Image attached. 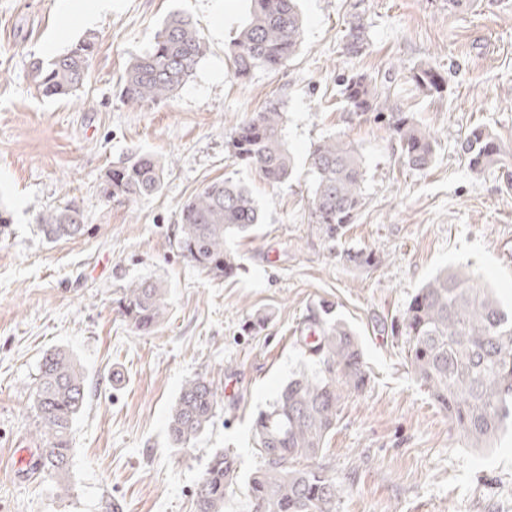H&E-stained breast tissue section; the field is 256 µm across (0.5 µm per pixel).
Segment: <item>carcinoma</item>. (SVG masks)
Listing matches in <instances>:
<instances>
[{"mask_svg":"<svg viewBox=\"0 0 512 512\" xmlns=\"http://www.w3.org/2000/svg\"><path fill=\"white\" fill-rule=\"evenodd\" d=\"M249 16L228 47L233 75L247 78L258 69L276 68L298 52L303 18L297 0H250ZM369 46L367 27L358 15L348 22L344 50L357 57ZM95 41L84 39L48 63L34 66V82L45 97H67L83 85ZM206 47L194 24L178 13L169 16L152 46L135 57L121 77L120 98L144 107L173 97L192 75ZM429 93L444 91L446 79L427 65L412 76ZM349 111L388 119L391 136L408 166L427 167L433 159L432 136L406 112H384L376 84L365 73L342 79ZM231 156L255 169L270 185L288 181L293 160L285 146L282 102L270 99L243 117L227 140ZM470 169L481 173L499 163L500 149L489 131L476 126L462 145ZM313 176L310 211L330 241L341 239L362 205V161L341 139H324L309 154ZM165 166L149 152H138L108 170L102 182L107 199L136 201L157 194ZM261 214L251 191L231 177L207 183L179 212L174 243L194 266L214 280L240 270L231 243L252 235ZM50 242L74 239L86 232L85 215L73 202L37 218ZM356 266L381 262L371 248L342 251ZM132 328L147 336L165 319L167 302L161 286L147 279L130 283L120 299ZM406 336L407 359L416 381L464 438L466 447H495L512 425V308L504 307L493 289L462 270H443L411 298L399 323ZM301 345L315 367L292 377L252 420L255 448L263 467L246 480L251 512H336L341 489L320 468H295L316 458L336 428L344 399L369 384L362 346L343 322L313 314L300 330ZM86 400L85 377L74 358L55 350L43 358L34 387L40 424L37 466L58 478L71 466L72 426ZM224 406V395L197 377L188 380L170 406L168 435L185 448L202 435ZM234 456L223 451L209 459L195 489V512H225L228 490L237 483Z\"/></svg>","mask_w":512,"mask_h":512,"instance_id":"obj_1","label":"carcinoma"}]
</instances>
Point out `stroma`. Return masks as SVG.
Wrapping results in <instances>:
<instances>
[{
  "label": "stroma",
  "instance_id": "35a3bbf8",
  "mask_svg": "<svg viewBox=\"0 0 512 512\" xmlns=\"http://www.w3.org/2000/svg\"><path fill=\"white\" fill-rule=\"evenodd\" d=\"M249 0H112L90 27L57 37L62 0H0V512H193L210 456L233 452L241 481L226 512H250L242 480L263 464L253 416L309 364L295 343L310 312L330 308L359 337L370 384L343 404L315 464L341 488L336 512H512V430L496 448L466 447L447 414L406 363L390 324L444 267H465L512 305V0H299L302 48L248 79L230 72L228 45ZM190 17L207 51L168 101L136 107L119 98L131 57L153 44L170 14ZM360 14L369 47L344 53L342 35ZM57 38L65 52L85 38L96 50L83 87L68 98L38 94L31 64ZM446 78L442 94L412 81L420 66ZM363 72L380 100L434 138L425 170L410 168L386 122L349 111L341 76ZM284 102L293 159L288 182L268 185L226 148L234 124L269 98ZM483 126L500 165L473 173L461 140ZM328 137L350 143L364 169L363 205L329 245L310 215L308 156ZM148 151L168 163L162 191L134 203L102 196L107 169ZM233 177L262 215L256 236L233 247L236 277L213 281L174 245L182 205L206 183ZM86 232L46 242L40 214L68 202ZM373 248L379 265L353 266L330 249ZM156 278L168 314L140 336L118 301L130 282ZM263 315L256 332L247 324ZM81 364L87 402L73 424L65 480L30 472L36 453L33 387L44 353ZM202 376L224 393L206 433L172 446L168 411L185 381Z\"/></svg>",
  "mask_w": 512,
  "mask_h": 512
}]
</instances>
